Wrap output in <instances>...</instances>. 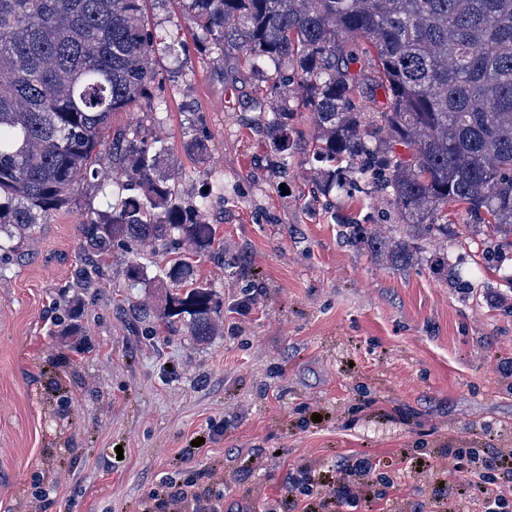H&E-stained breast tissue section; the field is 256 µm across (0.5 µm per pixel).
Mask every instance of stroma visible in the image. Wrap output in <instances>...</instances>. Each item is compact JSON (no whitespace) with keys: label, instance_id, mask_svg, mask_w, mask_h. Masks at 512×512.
<instances>
[{"label":"stroma","instance_id":"1","mask_svg":"<svg viewBox=\"0 0 512 512\" xmlns=\"http://www.w3.org/2000/svg\"><path fill=\"white\" fill-rule=\"evenodd\" d=\"M144 8L162 106L112 124L153 112L170 147L160 171L178 173L183 198L223 171L229 190L207 219L225 264L197 267L219 297V333L146 335L117 301L159 293L128 288L118 250L80 320L91 350L75 354L50 335V311L70 292L77 224L108 200L84 189L35 225L0 260V512H142L163 477L201 493L223 478L226 512H289V468L321 484L363 453L380 478L356 512H483L441 468L451 448L512 449V373L499 368L512 358V246L452 204L447 236L423 241L408 268L349 247L334 216L396 237L389 202L338 195L331 216L309 202L318 165L297 157L287 178L269 175L255 126L269 86L221 61L186 0ZM451 268L463 287H449ZM429 456L438 471L407 473Z\"/></svg>","mask_w":512,"mask_h":512}]
</instances>
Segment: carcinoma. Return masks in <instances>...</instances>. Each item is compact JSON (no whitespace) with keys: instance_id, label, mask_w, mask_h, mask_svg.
I'll return each mask as SVG.
<instances>
[{"instance_id":"cac0c4a2","label":"carcinoma","mask_w":512,"mask_h":512,"mask_svg":"<svg viewBox=\"0 0 512 512\" xmlns=\"http://www.w3.org/2000/svg\"><path fill=\"white\" fill-rule=\"evenodd\" d=\"M145 0H0V260L42 216L66 206L112 169V204L76 225L73 295L56 306L64 336L78 335L83 297L106 280L117 246L163 254V267L126 263L130 287L163 288L133 304L157 331L184 322L216 335L217 295L198 260L224 264V241L205 215L224 200L219 170L186 202L157 175L167 142L112 115L149 98L157 36ZM192 22L224 58L294 96L259 124L270 172H288L301 144L298 109L320 130L313 160L329 163L311 201L334 191L388 199L407 233L397 239L356 220L343 238L379 261L409 265L421 241L448 233L452 203L478 224L512 235V0H190ZM384 92L372 114L366 101Z\"/></svg>"}]
</instances>
